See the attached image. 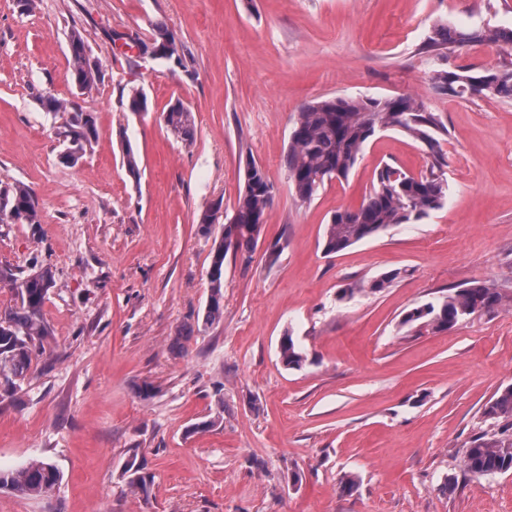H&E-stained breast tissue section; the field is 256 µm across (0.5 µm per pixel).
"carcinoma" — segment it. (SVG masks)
Listing matches in <instances>:
<instances>
[{"mask_svg": "<svg viewBox=\"0 0 512 512\" xmlns=\"http://www.w3.org/2000/svg\"><path fill=\"white\" fill-rule=\"evenodd\" d=\"M134 45L165 47L177 45L168 27L156 26L152 42L133 38ZM483 43L512 49V27L487 26L466 28L437 23L424 44L426 52L436 59L448 53ZM72 60L71 77L81 89H89L101 81L98 64L92 63L82 34L73 30L68 35ZM482 79L480 93L512 101V70L459 66L433 70V87L445 84L446 95L464 99L471 95L468 80ZM43 105L50 112L66 115L65 137L69 148L86 152L98 137L96 118L89 112L69 111L70 104L52 96ZM134 113L148 111V98L138 89L132 90L127 105ZM165 125L183 142L195 140L191 112L180 102L170 105L163 115ZM398 130L423 145L431 156L429 166L418 175H409L385 164L376 170L363 202L356 209L334 212L323 232V250L337 254L365 239L385 232L395 224H414L431 212L444 207L448 200L447 166L442 142L448 127L437 112L411 96L361 97L334 96L308 102L293 121L284 165L288 188L294 200L310 203L332 179L346 178L357 164L367 141L379 129ZM273 185L262 168L251 157L243 164V189L230 217L224 224L225 237L233 239V250L224 248V237L214 239L208 271L209 296L206 322H214L224 313V261L228 254L251 257L262 235L263 222L273 201ZM10 213L22 224L41 223L38 202L33 189L24 183L0 187V211ZM400 277L392 270L369 280L354 281L340 289L339 300L353 299L359 294H377ZM9 288L14 304L0 310V395L13 396L31 368L36 344L51 335L43 316L49 291L56 287L49 266H40L26 275L0 267V286ZM502 303L494 285L474 281L443 298L419 305L408 311L401 327L446 331L472 316L491 312ZM280 358L290 369L300 370L307 354L285 335L280 342ZM484 421L490 429L475 434L463 449L462 466L472 477H488L512 471V385L505 386L484 405ZM63 479L60 469L47 458H34L26 465L9 471L0 470V491L17 496L37 498L52 491Z\"/></svg>", "mask_w": 512, "mask_h": 512, "instance_id": "obj_1", "label": "carcinoma"}]
</instances>
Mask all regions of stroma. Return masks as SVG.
Instances as JSON below:
<instances>
[{"label":"stroma","mask_w":512,"mask_h":512,"mask_svg":"<svg viewBox=\"0 0 512 512\" xmlns=\"http://www.w3.org/2000/svg\"><path fill=\"white\" fill-rule=\"evenodd\" d=\"M438 21L510 27L512 0H35L29 12L0 0V187L30 186L41 215L0 223V267L47 264L56 281L52 334L0 400V468L48 458L63 473L38 499L0 491V512H512V473L477 480L461 462L485 403L512 384V101L435 92L421 47ZM159 22L181 68L115 48V33L146 39ZM74 29L104 75L89 90L71 79ZM134 89L144 114L126 108ZM47 95L97 119L77 165L60 159ZM350 95H410L442 114L448 201L328 255L325 224L361 203L377 167L430 162L382 131L347 180L294 201L283 158L295 115ZM178 101L194 118L189 146L163 122ZM248 155L273 203L262 247L225 261L224 316L209 323L212 240L197 221L218 199L233 211ZM396 269L383 292L338 300ZM472 281L505 305L445 333L400 331L408 310ZM287 334L302 369L280 359Z\"/></svg>","instance_id":"35a3bbf8"}]
</instances>
